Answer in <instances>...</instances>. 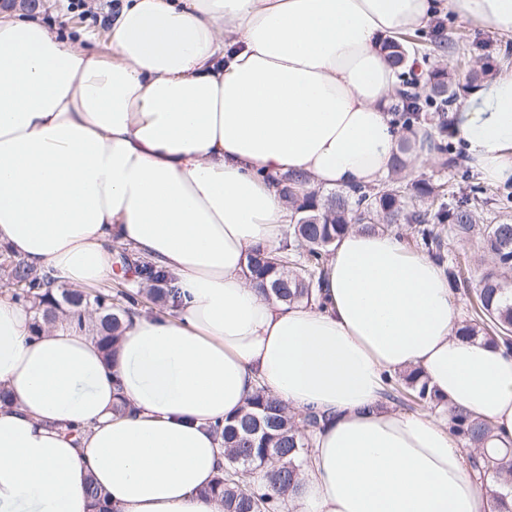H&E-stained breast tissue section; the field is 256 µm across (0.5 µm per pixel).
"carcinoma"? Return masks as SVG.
Listing matches in <instances>:
<instances>
[{"instance_id":"cac0c4a2","label":"carcinoma","mask_w":512,"mask_h":512,"mask_svg":"<svg viewBox=\"0 0 512 512\" xmlns=\"http://www.w3.org/2000/svg\"><path fill=\"white\" fill-rule=\"evenodd\" d=\"M406 37L386 45L388 58L397 70L399 88L394 112L401 125L409 129L437 113L436 149L442 165H453L449 157L448 122L444 113L473 83L489 74L491 67L482 64L457 79L443 69L429 72L418 85L414 72L407 68L410 55ZM410 145L401 143L400 154L393 159L391 177L375 186L358 187L327 195L316 189L302 190L308 177L287 174L276 180L282 197L291 209L292 232L288 240L274 251L256 248L248 255L247 267L252 279L265 286L270 296L283 301L309 300L323 287L326 256L334 243L351 226L387 231L394 224H406L415 246L444 267L453 287H472V316L463 321V336L482 335L500 341L512 350V218L505 216L494 224L478 225V197L445 201L448 189L444 182L417 179L406 159ZM461 237L478 234L483 252L492 258V266L475 274L448 260L442 238L443 227ZM10 279L20 285L13 291L15 300L31 304L34 327L61 312L69 323L84 324L87 309L99 314V343L105 355L116 350L125 317L139 305L135 294L127 290L57 291L49 272L39 271L15 254L0 260ZM142 279L156 285L153 299L168 301L172 278L147 261L136 262ZM393 389L423 409H435L443 400L418 374L409 373L396 380ZM321 424V416L310 412L292 415L279 401L257 391L241 412L214 429L223 440L225 467L206 493L224 501V512H280L285 493L297 487V460L308 448L310 433ZM450 433L467 446L479 449L470 466L478 479L497 485L512 483V447L488 448L491 426L463 411L448 410ZM266 470V486L254 487L248 481L251 471ZM91 512H110L105 495L95 485L89 486Z\"/></svg>"}]
</instances>
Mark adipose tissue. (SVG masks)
Masks as SVG:
<instances>
[{"instance_id": "1", "label": "adipose tissue", "mask_w": 512, "mask_h": 512, "mask_svg": "<svg viewBox=\"0 0 512 512\" xmlns=\"http://www.w3.org/2000/svg\"><path fill=\"white\" fill-rule=\"evenodd\" d=\"M434 0H126L103 42L0 12V245L73 287L104 285L113 244L174 278L164 312L126 324L114 356L91 328L33 314L0 290V512H223L214 424L256 386L326 415L295 512H499L469 449L434 414L385 400L417 371L446 404L512 445V354L459 336L442 266L395 234L336 241L312 302L269 298L253 248L290 223L276 176L376 185L402 141L437 158L431 126L403 130L385 46ZM512 36V0H446ZM468 163L512 182V69L449 113ZM123 402L124 415L112 413Z\"/></svg>"}]
</instances>
